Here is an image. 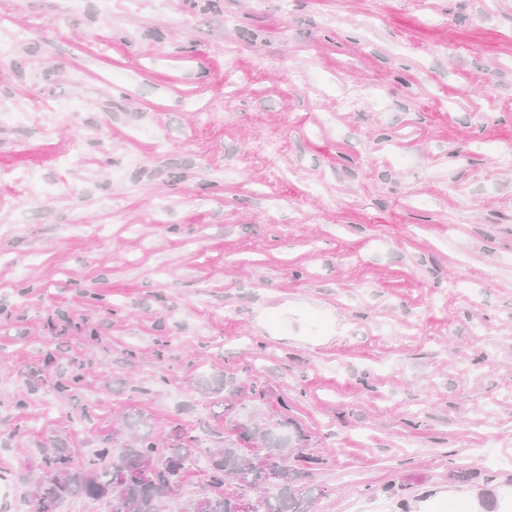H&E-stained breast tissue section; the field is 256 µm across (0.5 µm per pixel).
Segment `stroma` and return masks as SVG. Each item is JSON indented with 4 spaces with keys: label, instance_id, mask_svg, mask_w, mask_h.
<instances>
[{
    "label": "stroma",
    "instance_id": "1",
    "mask_svg": "<svg viewBox=\"0 0 512 512\" xmlns=\"http://www.w3.org/2000/svg\"><path fill=\"white\" fill-rule=\"evenodd\" d=\"M0 54V512L136 413L512 512V0H0Z\"/></svg>",
    "mask_w": 512,
    "mask_h": 512
}]
</instances>
